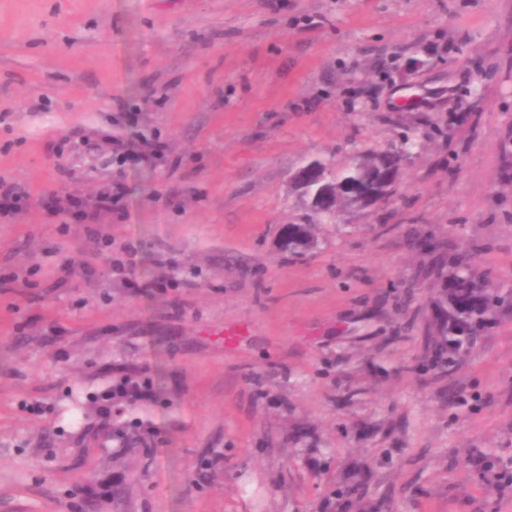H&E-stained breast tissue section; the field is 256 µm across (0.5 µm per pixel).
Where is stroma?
I'll use <instances>...</instances> for the list:
<instances>
[{"mask_svg": "<svg viewBox=\"0 0 512 512\" xmlns=\"http://www.w3.org/2000/svg\"><path fill=\"white\" fill-rule=\"evenodd\" d=\"M418 132L390 203L280 250L297 167ZM0 176V512H512V311L438 374L403 245L512 279V0H0ZM116 184L111 253L45 210ZM27 198V192L17 183L0 177V206L6 210L18 211L20 202Z\"/></svg>", "mask_w": 512, "mask_h": 512, "instance_id": "obj_1", "label": "stroma"}]
</instances>
